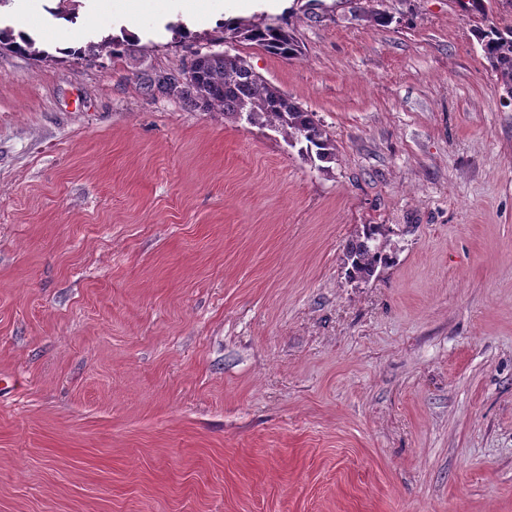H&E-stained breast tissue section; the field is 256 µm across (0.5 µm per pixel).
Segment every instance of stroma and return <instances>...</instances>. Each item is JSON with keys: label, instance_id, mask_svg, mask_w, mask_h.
Returning <instances> with one entry per match:
<instances>
[{"label": "stroma", "instance_id": "35a3bbf8", "mask_svg": "<svg viewBox=\"0 0 512 512\" xmlns=\"http://www.w3.org/2000/svg\"><path fill=\"white\" fill-rule=\"evenodd\" d=\"M186 2L0 8L53 54L138 27L0 50V512H512V104L476 39L512 8L223 0L285 60ZM224 51L329 170L136 85ZM365 224L396 259L357 283ZM221 29L230 39L254 43L275 56L294 59L301 53L293 32L278 22L228 21L221 23Z\"/></svg>", "mask_w": 512, "mask_h": 512}]
</instances>
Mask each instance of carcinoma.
I'll list each match as a JSON object with an SVG mask.
<instances>
[{
  "mask_svg": "<svg viewBox=\"0 0 512 512\" xmlns=\"http://www.w3.org/2000/svg\"><path fill=\"white\" fill-rule=\"evenodd\" d=\"M230 38L251 42L268 53L294 59L300 46L293 32L278 22L221 23ZM478 40L486 59L498 75L512 101V27L495 25L481 30ZM0 48H10L47 59L49 53L35 47L28 36L16 41L14 31L0 28ZM139 89L148 95H184L204 111L218 109L226 116L283 135L288 145L298 149L303 160L319 170L336 158L335 145L323 125L284 93L270 85L237 55L213 52L198 55L190 68L150 70L135 75ZM386 225L365 224L344 246V265L351 281L367 282L378 268L393 262L387 252Z\"/></svg>",
  "mask_w": 512,
  "mask_h": 512,
  "instance_id": "1",
  "label": "carcinoma"
}]
</instances>
